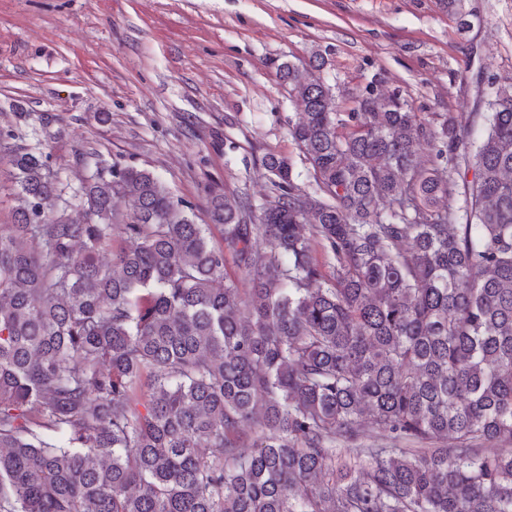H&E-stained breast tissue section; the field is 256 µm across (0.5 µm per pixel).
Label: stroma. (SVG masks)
I'll return each instance as SVG.
<instances>
[{"label":"stroma","mask_w":512,"mask_h":512,"mask_svg":"<svg viewBox=\"0 0 512 512\" xmlns=\"http://www.w3.org/2000/svg\"><path fill=\"white\" fill-rule=\"evenodd\" d=\"M316 51L347 92L482 114L512 82V0H0V129L73 185L101 160L149 169L203 224L209 189L262 203L264 153L297 156L276 67Z\"/></svg>","instance_id":"1"}]
</instances>
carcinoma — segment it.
I'll return each mask as SVG.
<instances>
[{"instance_id": "cac0c4a2", "label": "carcinoma", "mask_w": 512, "mask_h": 512, "mask_svg": "<svg viewBox=\"0 0 512 512\" xmlns=\"http://www.w3.org/2000/svg\"><path fill=\"white\" fill-rule=\"evenodd\" d=\"M326 66L277 65L309 189L269 152L207 224L10 150L0 512H512V84L473 143Z\"/></svg>"}]
</instances>
